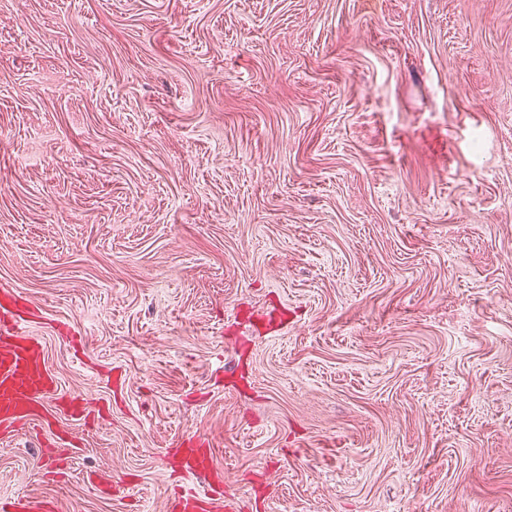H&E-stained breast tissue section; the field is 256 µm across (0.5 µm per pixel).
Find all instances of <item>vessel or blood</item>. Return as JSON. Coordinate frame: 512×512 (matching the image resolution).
<instances>
[{
	"label": "vessel or blood",
	"mask_w": 512,
	"mask_h": 512,
	"mask_svg": "<svg viewBox=\"0 0 512 512\" xmlns=\"http://www.w3.org/2000/svg\"><path fill=\"white\" fill-rule=\"evenodd\" d=\"M30 303L11 288L0 289V434L16 435L38 421L42 408L51 401L67 402L73 413H81L77 398L64 396L49 371L42 344L26 327L31 319ZM181 470L196 474L205 467L200 448H177ZM169 512H221L220 499L208 493L188 492L170 502ZM0 512H57L54 500L25 496L0 498Z\"/></svg>",
	"instance_id": "obj_1"
}]
</instances>
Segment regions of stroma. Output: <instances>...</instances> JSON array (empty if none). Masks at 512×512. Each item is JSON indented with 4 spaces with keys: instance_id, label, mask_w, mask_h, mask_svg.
I'll return each instance as SVG.
<instances>
[{
    "instance_id": "1",
    "label": "stroma",
    "mask_w": 512,
    "mask_h": 512,
    "mask_svg": "<svg viewBox=\"0 0 512 512\" xmlns=\"http://www.w3.org/2000/svg\"><path fill=\"white\" fill-rule=\"evenodd\" d=\"M1 286L89 414L0 498L512 512V0H0ZM167 448V452L180 455L181 470L184 474H196L205 468L206 456L201 448ZM222 498H214L208 492L203 494L188 492L178 499L170 502L167 510L170 512H220Z\"/></svg>"
}]
</instances>
